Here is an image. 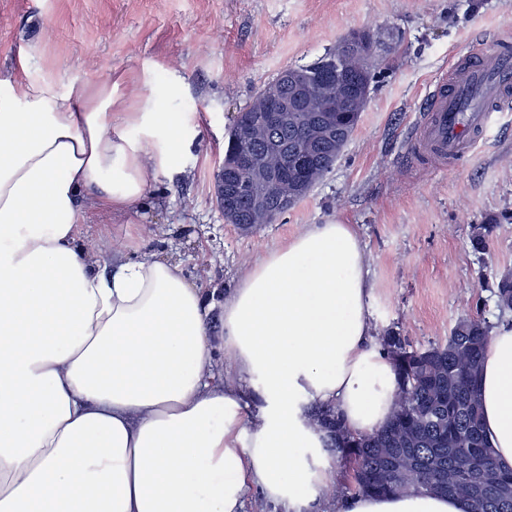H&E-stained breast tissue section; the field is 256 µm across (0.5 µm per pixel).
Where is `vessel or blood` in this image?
Returning a JSON list of instances; mask_svg holds the SVG:
<instances>
[{
	"mask_svg": "<svg viewBox=\"0 0 512 512\" xmlns=\"http://www.w3.org/2000/svg\"><path fill=\"white\" fill-rule=\"evenodd\" d=\"M511 95L512 50L483 40L429 86L412 135L419 158L442 165L464 157Z\"/></svg>",
	"mask_w": 512,
	"mask_h": 512,
	"instance_id": "obj_1",
	"label": "vessel or blood"
}]
</instances>
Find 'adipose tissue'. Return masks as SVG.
<instances>
[{
	"mask_svg": "<svg viewBox=\"0 0 512 512\" xmlns=\"http://www.w3.org/2000/svg\"><path fill=\"white\" fill-rule=\"evenodd\" d=\"M190 138L153 96L128 110L108 81L0 94V512H241L252 484L315 512L340 475L307 404L336 406L357 435L389 422L396 375L373 344L354 225H311L245 273L219 344L234 385L215 378L207 296L178 264L143 252L102 271L82 205L144 202ZM480 401L512 468V323L490 339ZM334 512L464 509L432 492H350Z\"/></svg>",
	"mask_w": 512,
	"mask_h": 512,
	"instance_id": "1",
	"label": "adipose tissue"
}]
</instances>
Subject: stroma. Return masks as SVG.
Wrapping results in <instances>:
<instances>
[{
  "label": "stroma",
  "instance_id": "35a3bbf8",
  "mask_svg": "<svg viewBox=\"0 0 512 512\" xmlns=\"http://www.w3.org/2000/svg\"><path fill=\"white\" fill-rule=\"evenodd\" d=\"M376 41L361 120L332 171L271 224H230L216 176L238 112L279 72L321 58L350 32ZM512 39V0H0V90L111 81L135 105L151 92L195 129L180 162L126 214L86 210L80 235L110 260L151 251L204 288L209 333L244 273L310 225H355L372 285L374 333L445 341L476 304L497 321L495 276L512 269V105L456 166H408L428 85L479 36ZM492 225L475 253V225Z\"/></svg>",
  "mask_w": 512,
  "mask_h": 512
}]
</instances>
